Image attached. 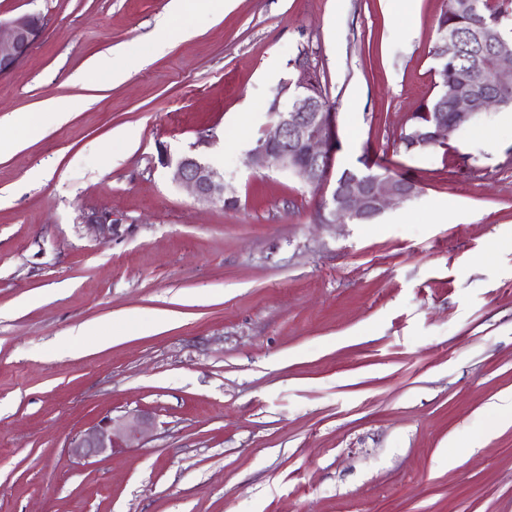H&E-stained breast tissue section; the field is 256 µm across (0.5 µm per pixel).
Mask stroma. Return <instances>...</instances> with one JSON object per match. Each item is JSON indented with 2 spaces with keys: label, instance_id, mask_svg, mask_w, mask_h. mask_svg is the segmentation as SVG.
Masks as SVG:
<instances>
[{
  "label": "stroma",
  "instance_id": "35a3bbf8",
  "mask_svg": "<svg viewBox=\"0 0 512 512\" xmlns=\"http://www.w3.org/2000/svg\"><path fill=\"white\" fill-rule=\"evenodd\" d=\"M442 2L0 0L44 18L0 74V512H512V425L488 410L512 390V130L495 107L443 145L399 140L436 93ZM107 53L125 81L97 78ZM303 55L335 172L418 193L320 224L318 187L250 165ZM195 145L236 209L174 181L164 156ZM135 409L156 418L142 447L70 457Z\"/></svg>",
  "mask_w": 512,
  "mask_h": 512
}]
</instances>
